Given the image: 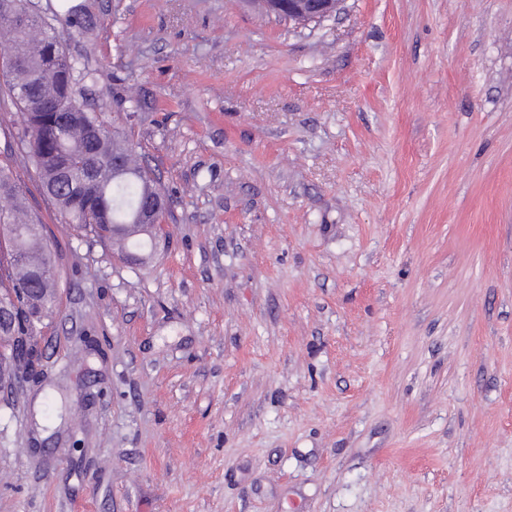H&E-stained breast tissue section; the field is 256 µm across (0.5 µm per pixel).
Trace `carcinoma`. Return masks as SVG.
Listing matches in <instances>:
<instances>
[{
    "mask_svg": "<svg viewBox=\"0 0 512 512\" xmlns=\"http://www.w3.org/2000/svg\"><path fill=\"white\" fill-rule=\"evenodd\" d=\"M27 0H0V112L17 119L0 121V129L19 142V154L34 167L42 188L64 223L79 234L91 235L119 252L148 250L144 207L161 192L157 179L141 166L132 136L110 129L100 116L84 108L71 122L61 124V112L76 104L78 65L70 62L66 37L82 27L79 13L46 20ZM89 77L92 72L87 71ZM97 126L91 144L86 127ZM0 301L22 313L15 327L29 337L27 357L9 360L12 374L35 366L36 323L40 310L55 302L58 281L41 282L35 266L56 267L40 218L21 202L20 186L10 162L0 164Z\"/></svg>",
    "mask_w": 512,
    "mask_h": 512,
    "instance_id": "cac0c4a2",
    "label": "carcinoma"
}]
</instances>
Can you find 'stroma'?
<instances>
[{"label": "stroma", "mask_w": 512, "mask_h": 512, "mask_svg": "<svg viewBox=\"0 0 512 512\" xmlns=\"http://www.w3.org/2000/svg\"><path fill=\"white\" fill-rule=\"evenodd\" d=\"M77 99L171 202L61 224L0 512H512V0H74ZM288 2V24L307 26L310 23L322 22L336 13L341 0H263L266 12L277 15L273 10L280 7L279 3ZM273 3V4H272ZM272 4V7H271Z\"/></svg>", "instance_id": "1"}]
</instances>
